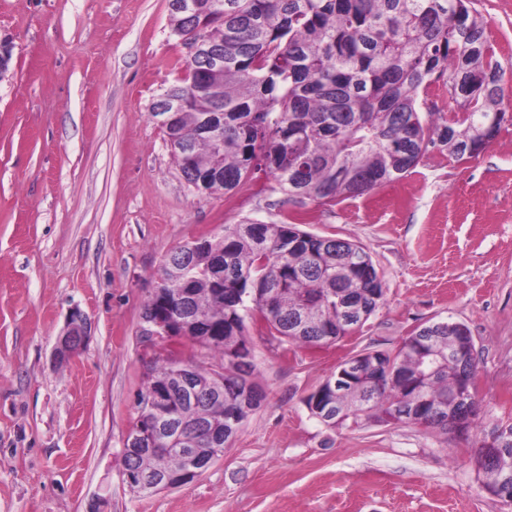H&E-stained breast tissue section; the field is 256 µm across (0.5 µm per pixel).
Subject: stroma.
Listing matches in <instances>:
<instances>
[{
    "instance_id": "stroma-1",
    "label": "stroma",
    "mask_w": 512,
    "mask_h": 512,
    "mask_svg": "<svg viewBox=\"0 0 512 512\" xmlns=\"http://www.w3.org/2000/svg\"><path fill=\"white\" fill-rule=\"evenodd\" d=\"M512 97V0H472ZM0 512H512L477 447L512 424V120L477 156L431 147L405 178L298 205L260 178L234 194L182 177L151 105L183 73L169 0H0ZM360 244L384 297L315 349L249 322L264 399L221 459L136 494L121 448L144 389L141 313L164 257L243 220ZM92 333L58 365L68 314ZM467 326L478 411L461 433L360 420L328 428L305 396L357 353L417 329Z\"/></svg>"
}]
</instances>
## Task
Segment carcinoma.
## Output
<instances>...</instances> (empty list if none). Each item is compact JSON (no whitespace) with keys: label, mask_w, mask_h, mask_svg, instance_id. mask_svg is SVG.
I'll return each instance as SVG.
<instances>
[{"label":"carcinoma","mask_w":512,"mask_h":512,"mask_svg":"<svg viewBox=\"0 0 512 512\" xmlns=\"http://www.w3.org/2000/svg\"><path fill=\"white\" fill-rule=\"evenodd\" d=\"M197 0L196 20L169 4L172 33L185 48L203 42L224 58L211 70L187 56L185 74L165 89L186 103L163 129L187 151H173L184 179H218L199 186L234 192L263 173L288 199L321 205L356 197L404 177L429 145L462 161L482 127L501 129L507 109L501 75L487 36V21L471 0ZM448 75V94L461 111H433L419 92ZM175 268L160 284L162 295L146 301L142 317L171 308L183 316L202 313L224 326V338L248 350L245 319L258 315L274 339L313 347L342 338L338 300L345 297L372 315L384 296L382 280L359 244L315 236L296 225L245 220L223 233L203 236L173 250ZM436 369L419 377L407 337L395 352L396 376L382 386L357 377L342 398L345 416L325 420L313 396L312 416L334 428L366 416L379 420L420 388L428 400L416 424L453 429L446 410L459 380L448 358L456 327L441 322ZM227 343V344H229ZM227 344H203L226 355ZM171 357L144 361L146 387L164 374ZM190 421L224 426L225 410L208 391L183 408ZM502 448L475 462L485 481H512V424ZM148 470L178 472L183 459L167 452L134 460Z\"/></svg>","instance_id":"carcinoma-1"}]
</instances>
